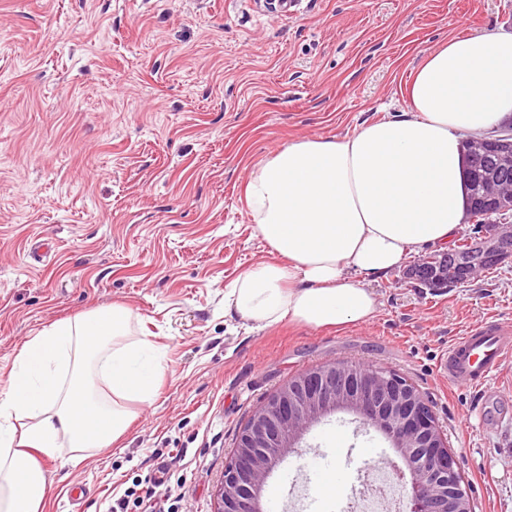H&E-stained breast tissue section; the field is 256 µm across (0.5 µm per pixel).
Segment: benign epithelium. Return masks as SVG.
<instances>
[{"label":"benign epithelium","instance_id":"7a95c632","mask_svg":"<svg viewBox=\"0 0 512 512\" xmlns=\"http://www.w3.org/2000/svg\"><path fill=\"white\" fill-rule=\"evenodd\" d=\"M491 143L497 145V171L511 170L512 125L506 121L495 134L466 141L467 166L477 165ZM494 197L498 208L512 209V185H496ZM441 254L468 273L476 262L499 265L512 257V228L501 224L490 233H474L467 249ZM336 410H348L387 434L407 465L409 512H473L458 459L415 386L391 370L341 361L301 373L254 411L225 465L215 512H261L259 494L271 471L296 452L313 423Z\"/></svg>","mask_w":512,"mask_h":512}]
</instances>
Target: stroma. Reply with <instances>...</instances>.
Masks as SVG:
<instances>
[{
    "instance_id": "obj_1",
    "label": "stroma",
    "mask_w": 512,
    "mask_h": 512,
    "mask_svg": "<svg viewBox=\"0 0 512 512\" xmlns=\"http://www.w3.org/2000/svg\"><path fill=\"white\" fill-rule=\"evenodd\" d=\"M475 32L511 33L512 0H298L286 17L270 0H0V370L44 327L112 304L166 365L121 445L44 459L45 512H106L160 467L158 495L215 512L253 411L335 360L411 382L473 512H512V361L480 391L438 368L479 319L512 320V261L440 290L396 269L372 284L373 319L337 330L224 314L225 285L276 258L246 207L251 173L292 142L407 111L424 56ZM300 450L270 474L263 512H311L299 461L339 469L345 498L366 452L394 454L343 411Z\"/></svg>"
}]
</instances>
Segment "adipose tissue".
Masks as SVG:
<instances>
[{"label":"adipose tissue","mask_w":512,"mask_h":512,"mask_svg":"<svg viewBox=\"0 0 512 512\" xmlns=\"http://www.w3.org/2000/svg\"><path fill=\"white\" fill-rule=\"evenodd\" d=\"M409 112L344 138L294 142L256 170L249 213L278 261L226 285L224 312L264 329L369 322V284L409 253L447 248L467 219L462 137L512 114V33L454 38L428 53L407 87ZM130 311L99 308L53 323L15 352L0 389V512H42V458L62 444L110 447L164 375Z\"/></svg>","instance_id":"1"}]
</instances>
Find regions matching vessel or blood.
<instances>
[{"mask_svg":"<svg viewBox=\"0 0 512 512\" xmlns=\"http://www.w3.org/2000/svg\"><path fill=\"white\" fill-rule=\"evenodd\" d=\"M512 357V322L489 317L451 342L441 367L463 386L482 388Z\"/></svg>","mask_w":512,"mask_h":512,"instance_id":"obj_1","label":"vessel or blood"}]
</instances>
